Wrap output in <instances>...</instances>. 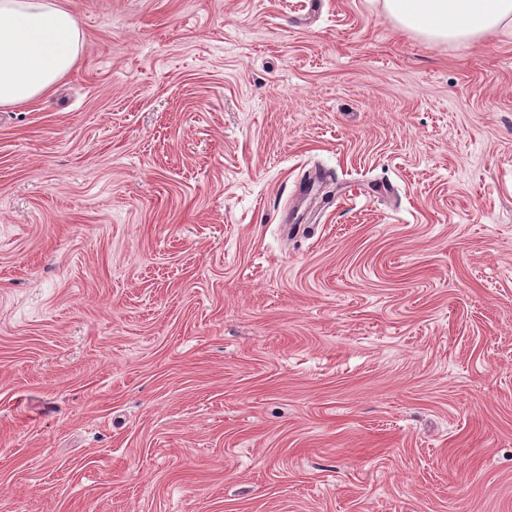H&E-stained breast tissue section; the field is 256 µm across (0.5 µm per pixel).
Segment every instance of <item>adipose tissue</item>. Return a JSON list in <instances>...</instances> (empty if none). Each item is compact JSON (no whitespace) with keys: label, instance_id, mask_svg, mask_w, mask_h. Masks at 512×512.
Masks as SVG:
<instances>
[{"label":"adipose tissue","instance_id":"adipose-tissue-1","mask_svg":"<svg viewBox=\"0 0 512 512\" xmlns=\"http://www.w3.org/2000/svg\"><path fill=\"white\" fill-rule=\"evenodd\" d=\"M387 15L427 41H477L512 21V0H384ZM83 49L76 16L62 0H0V108L48 92Z\"/></svg>","mask_w":512,"mask_h":512}]
</instances>
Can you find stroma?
<instances>
[{
	"instance_id": "obj_1",
	"label": "stroma",
	"mask_w": 512,
	"mask_h": 512,
	"mask_svg": "<svg viewBox=\"0 0 512 512\" xmlns=\"http://www.w3.org/2000/svg\"><path fill=\"white\" fill-rule=\"evenodd\" d=\"M64 2L0 109V512H512V25ZM83 49L76 16L62 0L0 1V108L48 92Z\"/></svg>"
}]
</instances>
